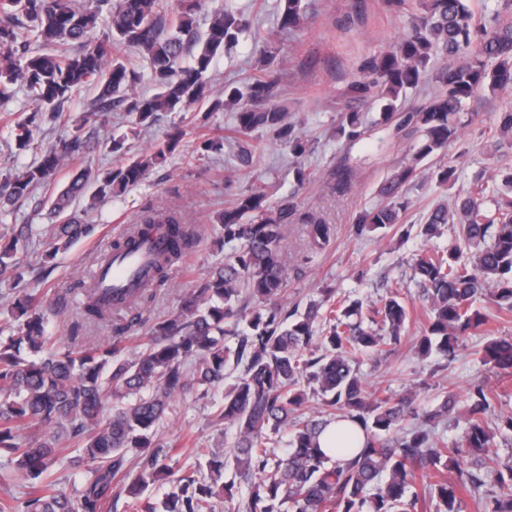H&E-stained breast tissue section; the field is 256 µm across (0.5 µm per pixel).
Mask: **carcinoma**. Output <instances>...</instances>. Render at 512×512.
Segmentation results:
<instances>
[{"label":"carcinoma","mask_w":512,"mask_h":512,"mask_svg":"<svg viewBox=\"0 0 512 512\" xmlns=\"http://www.w3.org/2000/svg\"><path fill=\"white\" fill-rule=\"evenodd\" d=\"M201 2L174 0L176 16L167 23V0H97L94 7L76 0H0V13H19L30 23L28 28L0 26V102L13 98L21 82L39 107L54 110L74 92L92 86L91 111L118 108L132 116L136 128L151 125L159 112L187 111L206 102L212 112L234 110L243 160L260 150L259 143L248 140L260 128L275 132L293 154L301 155L302 141L278 102L274 46L245 91L234 88L223 100L206 81L213 58L237 41L250 20L216 10L199 35L194 16ZM281 2L278 28L284 34L301 26L303 7L302 0ZM104 11L109 13L108 32L97 40L94 33ZM32 38L38 42L35 48ZM123 47L147 60L156 93L136 91L142 75L116 56ZM186 56L191 63L184 66ZM436 56L445 61L438 76L441 91L419 109L399 106L400 96L422 81ZM486 87L512 91V21L496 12L477 27L467 0H420V14L411 18L406 33L391 49L366 61L348 87L352 101H363L378 89L385 121L423 132L417 151L382 186L385 203L357 216L358 234L399 224L409 205L403 188L431 177L420 162L458 138L453 117L463 100ZM87 123L76 121L71 134L43 150L36 163L5 176L0 214L44 184L67 158L90 153L94 141ZM496 132L503 141L512 138V110L498 113ZM338 133L358 139L363 134L359 112L343 113ZM15 140L18 148H27L33 122L18 123ZM176 144L172 136L153 153L106 173L77 170L46 200L56 217L45 230L54 251H66L95 232L94 225L72 213L89 188H95L96 200L111 198L116 189L141 181ZM501 181L493 214L481 211L486 186L479 181L452 206L437 205L421 226V234L431 239L454 224L458 244L446 252L418 254L411 264L429 303L424 332L413 346L419 357L451 356L460 337L488 322L473 308L479 296H489L501 314H512L511 169L502 171ZM295 220L306 225L310 250L329 244L332 225L300 211L294 198L272 205L264 189L240 194L218 216L224 242L237 249L209 268L181 311L150 326L143 348L132 355L124 345L131 324L119 323L121 313L152 302L168 283L170 267L197 241L195 226L180 210L146 209L98 261L101 267L161 234L166 248L137 287L107 297L97 285L77 282L79 318L89 326H114L108 344L52 336L32 295L14 297L11 315L22 321L25 334L6 335L0 328V452L11 456L14 474L30 482L22 512H101L116 479L124 482L133 502L143 504L142 512H216L218 500L233 501L235 481L223 479L228 465L248 486L245 512H417L426 500L435 503L436 512H463L464 496L491 479L499 492L485 495L481 512H512V461L490 456L498 434L512 433V414L496 415L484 386L469 390L466 431L453 448L436 433L451 400L422 412L410 393L365 386L360 363L395 353L411 319L399 289L378 303L338 298L331 291L303 313L282 305L288 286L283 230ZM33 237V225H14L12 243L0 248L1 282L23 276L18 246ZM244 293L259 305L249 314L240 305ZM317 320L325 330L321 336ZM481 354L495 369L512 373V336L491 340ZM232 373L235 379L224 388L215 416L236 429L231 448L226 451L220 443L197 450L205 465L181 473L162 500L141 502L147 487L144 470L171 471L159 462L155 437L173 398L194 388L206 395ZM311 396L321 401L322 416L298 419ZM332 424L336 431L328 454L321 437ZM22 426L35 429L37 439L22 442ZM282 430L288 432L287 449L278 456L273 436ZM63 438L75 441L80 451L76 467L83 468L84 483L75 498L52 479ZM131 448L142 456L140 471L127 456ZM450 464L456 467L452 479Z\"/></svg>","instance_id":"1"}]
</instances>
